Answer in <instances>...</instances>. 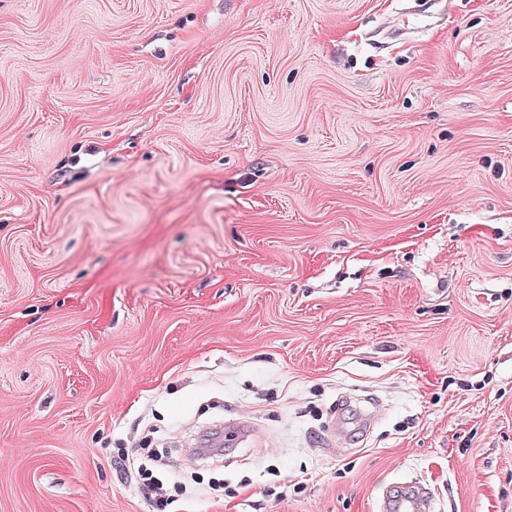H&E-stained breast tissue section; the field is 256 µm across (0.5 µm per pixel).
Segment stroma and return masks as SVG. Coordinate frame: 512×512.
<instances>
[{
    "label": "stroma",
    "instance_id": "stroma-1",
    "mask_svg": "<svg viewBox=\"0 0 512 512\" xmlns=\"http://www.w3.org/2000/svg\"><path fill=\"white\" fill-rule=\"evenodd\" d=\"M148 440L167 512H512V0H0V512H155ZM139 477L143 490L149 495L156 506L157 512H165L169 505V496L163 488V484L159 483L156 477L153 476V471L147 465H142L139 470ZM425 493L420 489L412 490L397 498L391 497L383 507V512H421L424 507Z\"/></svg>",
    "mask_w": 512,
    "mask_h": 512
}]
</instances>
